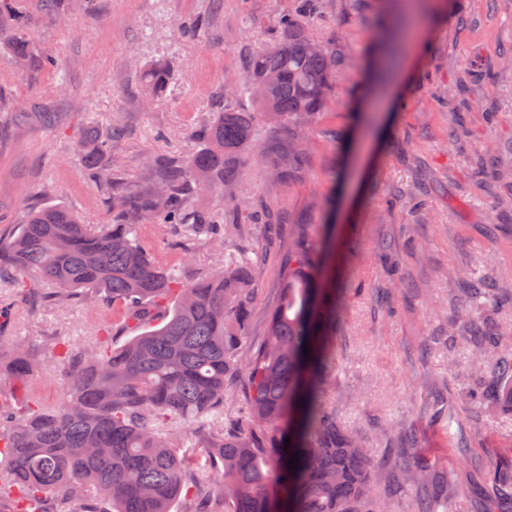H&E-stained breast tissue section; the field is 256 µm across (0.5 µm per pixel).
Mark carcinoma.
I'll return each mask as SVG.
<instances>
[{"label":"carcinoma","instance_id":"1","mask_svg":"<svg viewBox=\"0 0 512 512\" xmlns=\"http://www.w3.org/2000/svg\"><path fill=\"white\" fill-rule=\"evenodd\" d=\"M18 2L0 0V31L16 20ZM315 10L316 0H288L272 46L247 62L243 91L257 111L221 108L199 128L192 154L153 160L158 175L147 191L121 187L101 164L113 135L91 132L77 144L76 155L118 211L112 223L85 224L68 207L51 205L0 238V282L27 296L49 281L59 307L79 296L97 302L104 316L90 347L54 344L66 372L57 406L27 394L0 407V472L8 479H0V494L13 495L11 512H44L49 497L77 504L66 512H172L179 501L184 512H218V501L224 512H274L276 504L280 512H390L363 440L336 421L329 403L343 302V289L327 275L335 251L329 227L315 234L309 224L288 227L279 298L259 342L248 336L263 248L185 278L138 236L141 224H186L204 243L224 238V225L238 223L236 208L220 223L192 209V198L238 186L240 154L251 148L278 182L303 176L308 131L328 104L336 71L304 25ZM12 45L31 67L57 69L55 58L31 54L21 32ZM147 79L154 94L166 92V69ZM267 122L281 126L284 139L258 148L257 127ZM461 277L468 297L491 299L490 281ZM459 326L474 351L471 368L489 369L499 402L512 407V353L499 351L497 324L465 314ZM36 368L23 341L0 353V381L24 388ZM181 431L203 432L206 473L190 475ZM482 480L494 493L487 512H509L512 504L495 493L512 483V467H487ZM404 481L415 489L410 512H455L448 472L432 458L416 456Z\"/></svg>","mask_w":512,"mask_h":512}]
</instances>
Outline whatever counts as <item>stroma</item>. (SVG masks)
I'll list each match as a JSON object with an SVG mask.
<instances>
[{
    "instance_id": "obj_1",
    "label": "stroma",
    "mask_w": 512,
    "mask_h": 512,
    "mask_svg": "<svg viewBox=\"0 0 512 512\" xmlns=\"http://www.w3.org/2000/svg\"><path fill=\"white\" fill-rule=\"evenodd\" d=\"M47 12L22 4V34L35 54L63 62L52 77L21 67L0 44V114L15 102L29 117L0 136V236L25 211L73 207L83 223L112 220L95 177L80 167L76 140L115 128L108 162L126 185L153 180L149 161L198 147L193 132L219 107L250 108L234 83L246 59L270 44L288 0H62ZM336 58L332 99L310 128L313 148L303 179L281 185L262 162L241 163L231 196L202 192L196 206L224 213L226 200L256 202L289 221L335 229L333 271L345 290L337 330L340 359L332 396L336 418L362 435L381 491L393 512H408L412 490L399 486L407 461L422 450L448 462L457 512H485L481 471L512 460V408L471 398L488 378L467 376L471 348L455 324L460 309L493 318L502 347L512 349V210L494 209L512 184V0H430L424 20L400 0H321L305 22ZM165 67L167 94L154 95L145 75ZM501 176L478 173L485 148ZM428 202L429 220L414 210ZM278 225L246 224L226 240L202 243L189 228L148 229L145 239L176 273L269 255L253 286L250 335L259 340L281 280ZM485 276L499 300L470 302L448 271ZM46 288L20 298L0 288L8 307L0 335L27 342L41 363L29 383L46 405L62 396L64 372L51 345L83 348L100 323L83 300L58 310Z\"/></svg>"
}]
</instances>
